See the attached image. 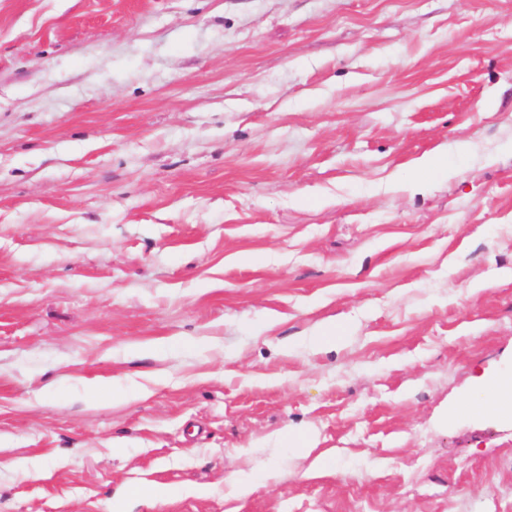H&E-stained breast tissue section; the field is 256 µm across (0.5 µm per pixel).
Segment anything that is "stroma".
I'll use <instances>...</instances> for the list:
<instances>
[{"instance_id": "1", "label": "stroma", "mask_w": 512, "mask_h": 512, "mask_svg": "<svg viewBox=\"0 0 512 512\" xmlns=\"http://www.w3.org/2000/svg\"><path fill=\"white\" fill-rule=\"evenodd\" d=\"M509 376L512 0H0V512H512ZM467 406L491 411L512 410L511 382L508 379L497 380L490 386L479 388L476 397Z\"/></svg>"}]
</instances>
